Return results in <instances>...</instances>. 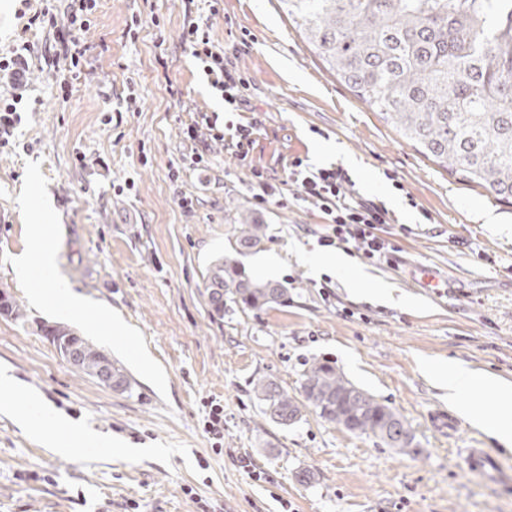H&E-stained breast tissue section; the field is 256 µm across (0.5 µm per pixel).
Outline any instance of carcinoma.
<instances>
[{
  "mask_svg": "<svg viewBox=\"0 0 512 512\" xmlns=\"http://www.w3.org/2000/svg\"><path fill=\"white\" fill-rule=\"evenodd\" d=\"M345 85L447 171L512 202V0H278ZM233 253L207 277L216 311L232 303L282 305L288 289L248 274L236 255L263 250L266 225L242 211ZM78 371L91 376L104 354L81 342ZM307 406L323 420L371 435L400 454L414 436L391 408L327 362L303 374ZM263 414L290 426L295 397L260 379Z\"/></svg>",
  "mask_w": 512,
  "mask_h": 512,
  "instance_id": "1",
  "label": "carcinoma"
}]
</instances>
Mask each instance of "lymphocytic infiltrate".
<instances>
[{"instance_id":"1","label":"lymphocytic infiltrate","mask_w":512,"mask_h":512,"mask_svg":"<svg viewBox=\"0 0 512 512\" xmlns=\"http://www.w3.org/2000/svg\"><path fill=\"white\" fill-rule=\"evenodd\" d=\"M96 7L97 0H70L64 13L46 7L29 19L32 25L68 32L67 38L60 41L70 71L69 76L58 83L61 97H69L74 80L83 73L86 49L80 43V36L93 25ZM210 27L208 17L189 20L182 31V46L200 61L208 83L221 93L225 107L238 112L249 111L251 81L244 73L230 68L227 49L212 40ZM183 135L193 144L190 167L202 172L210 163V142H223L242 161L247 159L254 143L253 125L239 124L229 133L220 125L218 115L205 112L196 114L184 128ZM251 175L254 198L259 204L284 207L294 201L316 208L324 224L320 236L322 245L350 244L363 260L393 264L395 249L379 232L380 225L389 221L387 209L356 195L349 175L341 168H316L304 163L302 158H294L288 171L293 192L288 196L280 192L275 177L268 172L255 168Z\"/></svg>"}]
</instances>
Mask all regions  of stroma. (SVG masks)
Here are the masks:
<instances>
[{"label":"stroma","mask_w":512,"mask_h":512,"mask_svg":"<svg viewBox=\"0 0 512 512\" xmlns=\"http://www.w3.org/2000/svg\"><path fill=\"white\" fill-rule=\"evenodd\" d=\"M20 0H0V55L30 50L22 122L0 148V291L21 315H0V371L16 395L0 396V512H512V450L471 426L424 375L423 362L455 359L512 381V232L476 216L512 218V204L460 180L374 112L331 72L278 0H100L81 36L91 73L57 96L67 66L52 33L28 28ZM143 27L126 37L131 15ZM211 17L215 42L235 48L252 80V111L228 112L181 45L189 19ZM253 123L254 148L238 160L210 146L211 167L184 168L182 127L193 113ZM328 143L332 152L318 155ZM346 169L361 196L385 205L382 230L395 265L360 262L406 298L369 303L306 261L320 252L322 220L296 205L259 207L251 168L288 177L294 158ZM179 169L178 181L169 178ZM192 197L191 210L178 205ZM59 215L58 278L127 323L150 367L96 335L91 314H61L51 292L33 302L14 271L31 247L38 200ZM266 224L264 250L240 255L250 274L283 284L288 301L217 313L204 280L234 242L235 213ZM63 325L122 369L108 388L79 373L44 336ZM330 361L391 407L414 436L401 455L303 408L285 427L262 414L257 379L300 397L304 372ZM34 396L80 427L129 447L126 455L49 448L59 426L28 433L14 409ZM224 408V443L204 425ZM482 448L508 480L469 469ZM249 456L256 475L240 468ZM310 482L299 480L300 473Z\"/></svg>","instance_id":"35a3bbf8"}]
</instances>
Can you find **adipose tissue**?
<instances>
[{
	"label": "adipose tissue",
	"mask_w": 512,
	"mask_h": 512,
	"mask_svg": "<svg viewBox=\"0 0 512 512\" xmlns=\"http://www.w3.org/2000/svg\"><path fill=\"white\" fill-rule=\"evenodd\" d=\"M312 264L315 269H330L337 276L349 279L356 287V295L370 301L388 305L404 302L403 297L397 296L389 283L371 282L368 274L359 272L345 254L316 255L312 258ZM424 370L433 384L443 391L449 407L493 437L501 446L512 447V381L494 373L474 370L456 360L428 364ZM476 388L483 389L495 399L497 411L494 417H486L483 411L475 409L471 404L462 403V395Z\"/></svg>",
	"instance_id": "ef3b65f1"
}]
</instances>
